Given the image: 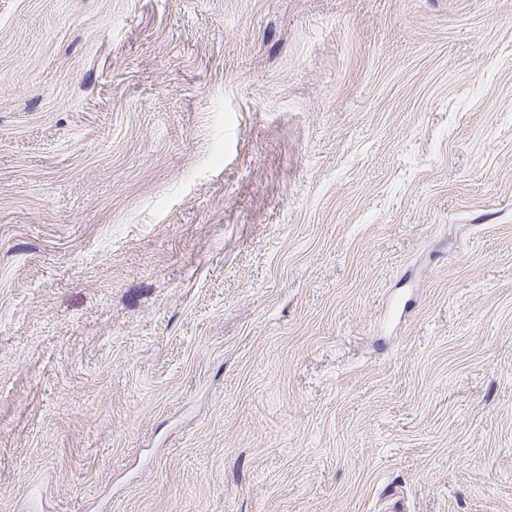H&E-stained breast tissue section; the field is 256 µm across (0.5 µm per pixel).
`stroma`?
<instances>
[{"label": "stroma", "instance_id": "obj_1", "mask_svg": "<svg viewBox=\"0 0 512 512\" xmlns=\"http://www.w3.org/2000/svg\"><path fill=\"white\" fill-rule=\"evenodd\" d=\"M0 512H512V0H0Z\"/></svg>", "mask_w": 512, "mask_h": 512}]
</instances>
